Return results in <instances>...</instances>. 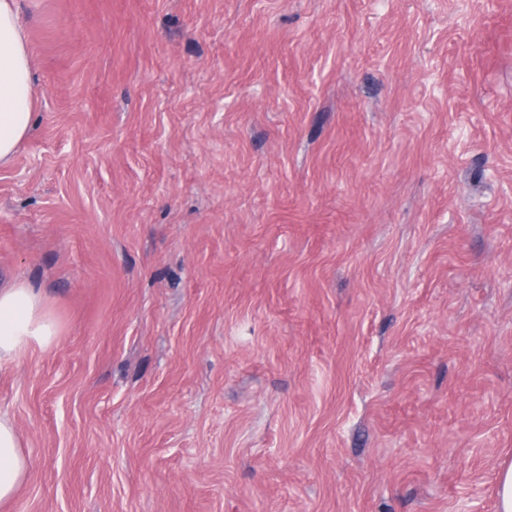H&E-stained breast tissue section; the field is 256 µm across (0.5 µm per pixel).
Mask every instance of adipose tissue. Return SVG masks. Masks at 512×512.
<instances>
[{"instance_id": "1", "label": "adipose tissue", "mask_w": 512, "mask_h": 512, "mask_svg": "<svg viewBox=\"0 0 512 512\" xmlns=\"http://www.w3.org/2000/svg\"><path fill=\"white\" fill-rule=\"evenodd\" d=\"M26 26L18 0H0V166L9 164L34 122ZM59 325L40 290L26 280L0 286V366L32 348L47 349ZM29 456L13 422L0 415V512L25 484Z\"/></svg>"}]
</instances>
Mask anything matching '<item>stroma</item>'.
<instances>
[{
    "mask_svg": "<svg viewBox=\"0 0 512 512\" xmlns=\"http://www.w3.org/2000/svg\"><path fill=\"white\" fill-rule=\"evenodd\" d=\"M7 512H495L512 0H19ZM59 325L40 290L26 280L0 286V367L32 348H50ZM13 422L0 415V509L11 505L25 484L29 456Z\"/></svg>",
    "mask_w": 512,
    "mask_h": 512,
    "instance_id": "35a3bbf8",
    "label": "stroma"
}]
</instances>
